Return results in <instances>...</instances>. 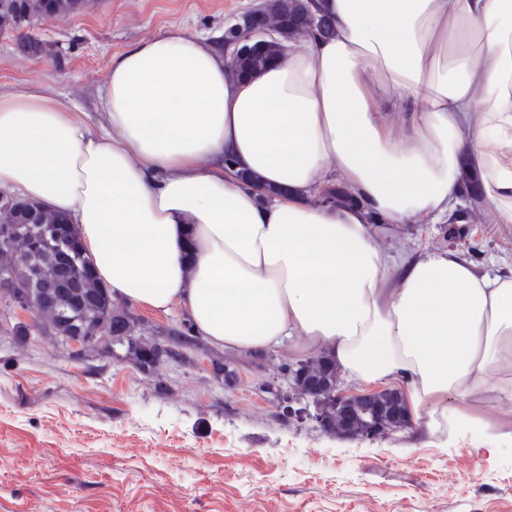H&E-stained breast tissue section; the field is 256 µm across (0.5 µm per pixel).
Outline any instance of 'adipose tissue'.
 Listing matches in <instances>:
<instances>
[{
	"mask_svg": "<svg viewBox=\"0 0 512 512\" xmlns=\"http://www.w3.org/2000/svg\"><path fill=\"white\" fill-rule=\"evenodd\" d=\"M311 8L331 37H297L248 79L172 26L113 55L97 111L0 91V190L67 214L113 299L183 306L227 350L327 351L349 377L401 389L430 435L495 446L512 266L451 249L397 258L378 236L448 218L464 162L512 224V0ZM333 175L351 202L324 197Z\"/></svg>",
	"mask_w": 512,
	"mask_h": 512,
	"instance_id": "adipose-tissue-1",
	"label": "adipose tissue"
}]
</instances>
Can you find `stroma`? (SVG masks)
<instances>
[{
  "instance_id": "35a3bbf8",
  "label": "stroma",
  "mask_w": 512,
  "mask_h": 512,
  "mask_svg": "<svg viewBox=\"0 0 512 512\" xmlns=\"http://www.w3.org/2000/svg\"><path fill=\"white\" fill-rule=\"evenodd\" d=\"M259 2L96 0L26 32L57 53L27 56L25 32L0 34V89L38 86L95 111L112 54L171 26L221 40ZM452 223L466 226L476 264L512 263V226L470 194ZM448 226L386 224L379 243L402 256L454 249ZM33 321L0 301V512H512L511 440L489 451L460 434L440 448L420 423L368 440L286 417L264 386L287 387L302 358L290 345L260 356L204 342L146 373L47 336L17 345L13 325ZM222 364L237 371L232 385Z\"/></svg>"
}]
</instances>
